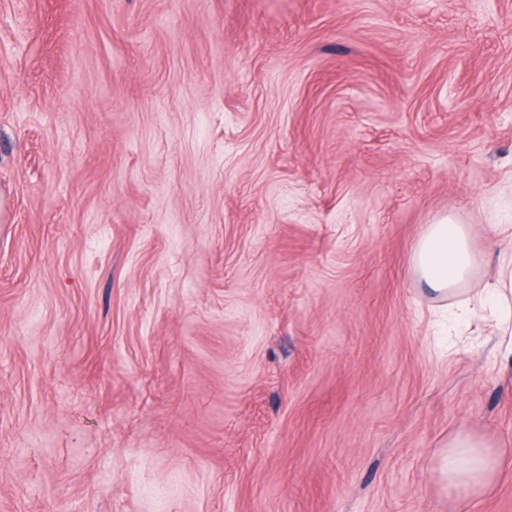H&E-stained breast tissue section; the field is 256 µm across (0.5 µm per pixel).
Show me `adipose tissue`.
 <instances>
[{
	"label": "adipose tissue",
	"mask_w": 512,
	"mask_h": 512,
	"mask_svg": "<svg viewBox=\"0 0 512 512\" xmlns=\"http://www.w3.org/2000/svg\"><path fill=\"white\" fill-rule=\"evenodd\" d=\"M470 231L466 225L442 217L429 224L411 255L412 269L421 283L438 297L456 294L473 271ZM507 458L484 437L469 431L449 436L434 456L436 483L456 500L482 498L497 486Z\"/></svg>",
	"instance_id": "obj_1"
}]
</instances>
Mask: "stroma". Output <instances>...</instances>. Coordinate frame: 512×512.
<instances>
[{"instance_id":"1","label":"stroma","mask_w":512,"mask_h":512,"mask_svg":"<svg viewBox=\"0 0 512 512\" xmlns=\"http://www.w3.org/2000/svg\"><path fill=\"white\" fill-rule=\"evenodd\" d=\"M512 0H0V512H512ZM470 231L442 217L428 224L411 255L412 269L427 289L441 298L457 294L473 271ZM493 294L505 309L504 314L499 320V327L502 331V336H504L506 348H511L512 351V330H510V322L512 324V262L511 268L501 267L499 269ZM507 457L484 437L458 431L434 456L433 474L439 487L456 500L483 498L497 486Z\"/></svg>"}]
</instances>
